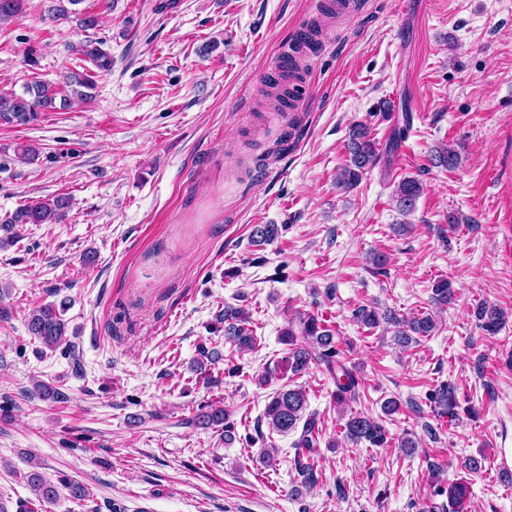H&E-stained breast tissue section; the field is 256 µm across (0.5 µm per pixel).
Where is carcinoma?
Listing matches in <instances>:
<instances>
[{
	"mask_svg": "<svg viewBox=\"0 0 512 512\" xmlns=\"http://www.w3.org/2000/svg\"><path fill=\"white\" fill-rule=\"evenodd\" d=\"M22 11V0H0V23H8L18 18ZM87 58L100 70H107L112 65L108 52L100 47L84 51ZM95 85L93 76L85 72H72L66 76L65 86L71 88L72 94L86 99L88 94L83 89H91ZM57 90L38 81L30 84L24 94L0 93V122L5 124L27 125L35 120L37 114L55 107ZM346 150L347 163L338 171L336 188L342 191L354 189L364 175L373 167L377 160L375 142L370 138L368 127L358 123L350 129ZM435 165L453 169L460 164V155L453 148H442L433 155ZM422 187L413 178L402 179L396 190L395 202L399 210L411 212L421 196ZM69 203L64 197H57L52 202H39L15 211L8 220L0 224L6 236H0V247L11 246L17 239L14 228L22 224H60L66 218ZM279 235L276 224H257L251 237L259 244L269 243ZM454 287L448 279L438 280L432 293V302L446 305L453 300ZM354 316L368 328L382 324L396 327L395 341L401 345L415 341L417 336H430L437 329V323L429 316L399 318L385 310L378 311L373 307L359 306ZM224 320V338L240 351L250 350L255 345L253 330L249 328L247 312L238 307L227 305L222 314ZM477 317L482 326L490 333H495L503 323V314L495 307L484 305L477 310ZM28 330L44 345L56 347L66 342L65 323L61 319L59 309L54 304H47L34 310L28 321ZM281 341L290 345L288 356L285 357V368L293 375H300L309 370L315 363L325 367L329 375L335 379L336 393L334 401L342 406L357 401L360 396L362 379L356 368L348 364L344 350L339 348L334 332L314 314H300L289 322L288 328L281 334ZM33 392L43 399H66L59 389L36 380ZM429 400L437 409L438 416L447 415L454 404L455 387L449 383L439 385ZM307 406L306 391L300 387L284 385L268 397L264 411L269 431L277 434L300 431L294 441L295 467L300 484L294 486L292 493L296 496L306 489L315 486L319 479L318 461L316 459L317 439L320 434L319 418L312 413L304 415ZM193 423L203 427L224 426V442L232 443L236 439L234 423L229 421V413L220 406H210V410L196 414ZM345 433L354 443L367 442L373 447H381L388 443L384 426L372 417L355 414L348 418ZM27 484L39 501L51 502L58 496L56 485L48 482L37 469L30 470L26 475Z\"/></svg>",
	"mask_w": 512,
	"mask_h": 512,
	"instance_id": "carcinoma-1",
	"label": "carcinoma"
}]
</instances>
